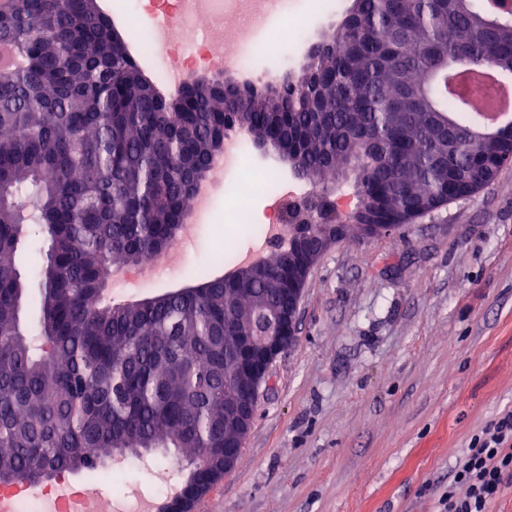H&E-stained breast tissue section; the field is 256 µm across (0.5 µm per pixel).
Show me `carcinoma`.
I'll return each mask as SVG.
<instances>
[{
	"label": "carcinoma",
	"mask_w": 512,
	"mask_h": 512,
	"mask_svg": "<svg viewBox=\"0 0 512 512\" xmlns=\"http://www.w3.org/2000/svg\"><path fill=\"white\" fill-rule=\"evenodd\" d=\"M0 474L40 484L95 470L102 448L147 446L223 466L224 344L299 288L314 239L277 250V279L203 278L104 305L106 274L172 244L194 182L229 132L276 153L313 190L336 243L355 224H412L475 196L512 165V127L468 137L472 106L448 94L461 62L512 60V14L474 0H353L298 75L261 87L199 77L166 96L99 0H0ZM351 189L343 223L327 185ZM46 245L40 346L20 319L14 265L27 225Z\"/></svg>",
	"instance_id": "obj_1"
}]
</instances>
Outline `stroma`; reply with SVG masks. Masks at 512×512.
Wrapping results in <instances>:
<instances>
[{
  "instance_id": "stroma-1",
  "label": "stroma",
  "mask_w": 512,
  "mask_h": 512,
  "mask_svg": "<svg viewBox=\"0 0 512 512\" xmlns=\"http://www.w3.org/2000/svg\"><path fill=\"white\" fill-rule=\"evenodd\" d=\"M202 224L134 302L223 276L224 238ZM41 236L14 264L21 319L37 337ZM298 343L274 363L237 466L195 512H444L448 477L473 436L512 411V167L476 196L390 236L343 240L312 269Z\"/></svg>"
}]
</instances>
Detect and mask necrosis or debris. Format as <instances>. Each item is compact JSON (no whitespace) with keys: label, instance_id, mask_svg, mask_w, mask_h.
Instances as JSON below:
<instances>
[{"label":"necrosis or debris","instance_id":"1","mask_svg":"<svg viewBox=\"0 0 512 512\" xmlns=\"http://www.w3.org/2000/svg\"><path fill=\"white\" fill-rule=\"evenodd\" d=\"M163 21L145 24L136 45L140 56L155 64L163 83H175L199 71L222 73L229 68L254 69L253 30L263 31L267 44L276 50L270 59L278 66L302 40L295 12L284 9L285 0H165ZM243 137L224 145L223 163H212L211 175L204 180L203 198L192 200L190 220L183 227L184 238L193 237L196 217L212 215V197L217 176L223 170L239 168L247 159ZM308 196L297 184L279 182L271 186L269 214L254 224L256 237L266 249L281 245L285 206L298 204ZM95 492L91 483L74 482L67 472L36 487L21 483L10 491L0 490V512H87Z\"/></svg>","mask_w":512,"mask_h":512}]
</instances>
